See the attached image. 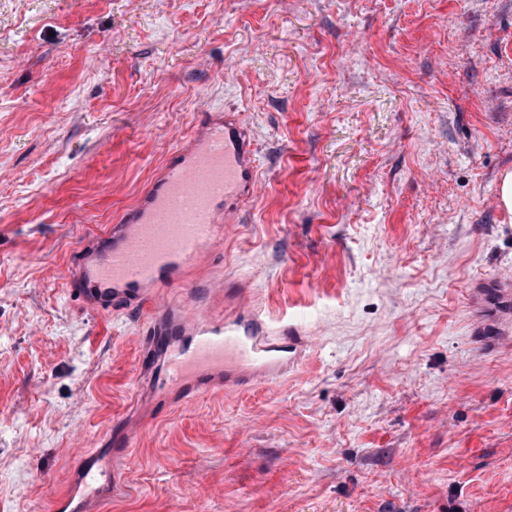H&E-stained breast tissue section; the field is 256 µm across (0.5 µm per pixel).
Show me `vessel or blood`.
<instances>
[{
    "instance_id": "obj_1",
    "label": "vessel or blood",
    "mask_w": 512,
    "mask_h": 512,
    "mask_svg": "<svg viewBox=\"0 0 512 512\" xmlns=\"http://www.w3.org/2000/svg\"><path fill=\"white\" fill-rule=\"evenodd\" d=\"M256 187L242 117L205 112L149 191L99 236L93 258L77 261L69 292L85 309L142 312L139 368L153 372L159 403L174 393L187 404L219 387L276 385L298 367L310 342L294 321L267 314L244 280L230 286L214 274L192 284L188 304L179 308L160 298L161 289L183 283L192 263L222 249L231 214ZM473 304L487 344L512 343V280L476 289Z\"/></svg>"
}]
</instances>
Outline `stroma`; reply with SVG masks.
Returning a JSON list of instances; mask_svg holds the SVG:
<instances>
[{"label":"stroma","mask_w":512,"mask_h":512,"mask_svg":"<svg viewBox=\"0 0 512 512\" xmlns=\"http://www.w3.org/2000/svg\"><path fill=\"white\" fill-rule=\"evenodd\" d=\"M207 108L259 175L218 261L312 345L160 406L137 315L66 282ZM506 169L512 0H0V512L95 452L96 512H512V347L468 301L512 278Z\"/></svg>","instance_id":"stroma-1"}]
</instances>
